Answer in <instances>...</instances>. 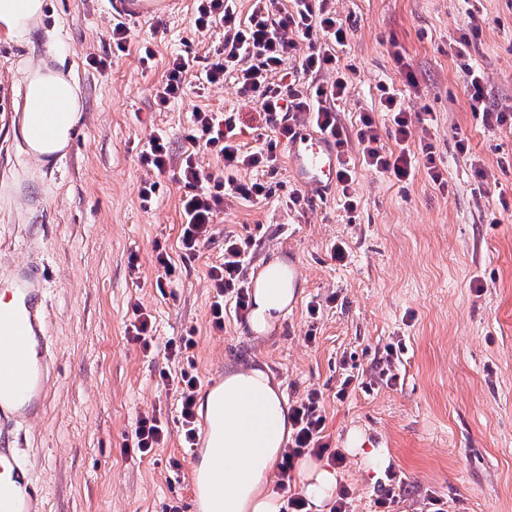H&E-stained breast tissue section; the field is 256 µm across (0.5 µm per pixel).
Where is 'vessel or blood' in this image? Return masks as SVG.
Instances as JSON below:
<instances>
[{
    "instance_id": "b4317fda",
    "label": "vessel or blood",
    "mask_w": 512,
    "mask_h": 512,
    "mask_svg": "<svg viewBox=\"0 0 512 512\" xmlns=\"http://www.w3.org/2000/svg\"><path fill=\"white\" fill-rule=\"evenodd\" d=\"M176 0H112L113 15L142 20L165 14ZM289 165L295 182L312 192H322L336 183V147L309 121L295 127L288 143ZM9 289L16 298L10 307H0V512H34L32 492H21L28 477L25 461L6 444L9 429L33 419L47 397L48 358L32 361L31 347L47 351L45 336L46 278L34 263L15 265Z\"/></svg>"
}]
</instances>
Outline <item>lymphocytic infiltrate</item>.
<instances>
[{
  "label": "lymphocytic infiltrate",
  "mask_w": 512,
  "mask_h": 512,
  "mask_svg": "<svg viewBox=\"0 0 512 512\" xmlns=\"http://www.w3.org/2000/svg\"><path fill=\"white\" fill-rule=\"evenodd\" d=\"M193 25L200 32L216 27L224 30V48L205 67L204 83L214 85L233 80L241 97L260 103L275 140L261 149H244L238 141L236 113L200 108L191 114L181 160H174L165 135L157 134L150 139L140 155L141 164L157 176L176 170L177 181L183 188L180 201L184 222L178 238L183 257H195L201 246L211 240L214 225L224 211L225 198L254 202L274 196L271 183L260 179L259 174L276 167L277 144L293 137L292 120L298 112L309 114L313 124L336 141L337 182L346 213H356L360 206L349 155L353 142L359 147L363 165L370 171L407 184L422 169L438 188L447 187L434 144L422 141L416 149H409L411 114L393 85L382 84L378 90L379 103L390 116L395 148L381 144L375 113H361L355 132H348L342 125L336 106L345 95L353 69L341 64L330 47L345 45L351 28L338 17L335 0H253L244 16L238 12L235 0H194ZM302 41L307 44L303 54L298 51ZM294 59L303 74L330 72L333 80L313 85L296 79L281 83L280 75L286 74ZM189 69L188 57L179 55L168 61L154 94L157 110H165L171 101L185 95ZM202 152L216 157L217 168L199 164L197 157ZM242 169L255 171V178L238 179L236 173ZM252 246L251 238L225 237L222 262L208 269L213 290L209 324L214 330L224 328L225 302H233L241 312L248 307L243 268ZM160 377L177 398L183 445L192 447L201 381L185 370L176 376L164 371ZM288 420L291 433L278 464V489L287 491L299 461L305 457L324 458L337 467L345 464V454L325 439L326 416L320 390H309L304 399L289 406ZM167 436L168 425L161 414L144 412L136 419L126 449L145 457L161 447Z\"/></svg>",
  "instance_id": "lymphocytic-infiltrate-1"
}]
</instances>
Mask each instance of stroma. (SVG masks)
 Masks as SVG:
<instances>
[{
  "instance_id": "35a3bbf8",
  "label": "stroma",
  "mask_w": 512,
  "mask_h": 512,
  "mask_svg": "<svg viewBox=\"0 0 512 512\" xmlns=\"http://www.w3.org/2000/svg\"><path fill=\"white\" fill-rule=\"evenodd\" d=\"M193 0L159 19L129 26L125 52L112 44L110 0H46L28 32L0 27V280L19 262L47 273L50 390L43 411L9 443L27 461L38 487L37 512H189L191 451L184 448L177 402L161 371L189 368L201 381L232 369L261 368L280 382L287 404L309 389L325 399V433L345 448L352 431L381 449L400 471L391 512H422L437 492L450 512H512V126L484 124L472 112L462 63L485 77L492 108L512 113V0H336L352 34L336 51L355 73L340 118L355 126L379 110L377 86L401 90L413 112L411 144L431 140L443 161L447 189L426 174L400 185L356 165L361 199L349 219L338 191L313 197L309 208L285 201L296 184L287 163L268 179L269 200L224 202V215L196 257L181 258L182 191L173 173L159 176L150 203L138 185L149 173L139 157L164 132L180 152L195 108L237 112L241 144L271 137L259 106L237 96L232 82L189 84L181 99L157 110L154 89L173 56L204 68L224 44L222 29L198 32ZM482 32L466 59L450 45L467 33L470 14ZM151 42L156 58L140 61ZM402 55L416 77L407 85L395 63ZM50 64L78 87L76 135L59 164L35 162L22 143L26 79ZM469 144L459 152L458 139ZM228 234L252 237L245 276L268 262L297 264L295 304L266 336L227 310L212 330L207 271L224 257ZM178 260V280L156 288L154 243ZM343 245L347 258L332 257ZM137 270H130V256ZM321 305L317 320L307 306ZM154 322L156 348L128 342L133 305ZM314 340H307L308 328ZM194 331L189 365L166 359L167 340ZM402 342L396 385L376 364ZM366 383L336 398L343 360ZM161 409L169 434L144 458L123 454L140 413ZM338 484L352 492V512H376L384 468L348 456Z\"/></svg>"
}]
</instances>
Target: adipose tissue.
<instances>
[{
    "label": "adipose tissue",
    "mask_w": 512,
    "mask_h": 512,
    "mask_svg": "<svg viewBox=\"0 0 512 512\" xmlns=\"http://www.w3.org/2000/svg\"><path fill=\"white\" fill-rule=\"evenodd\" d=\"M25 111L50 112L55 119L53 141L40 140L32 129L24 137L37 154L52 156L70 143L81 110L77 88L70 78L50 67L34 71L27 85ZM264 277L274 287L256 289L250 330L268 334L288 310L296 295L288 286V265L275 261L265 267ZM224 404V418L216 432L210 433L197 466L203 491V512H281L284 501L274 488L273 470L288 442V409L280 384L262 369L231 370L224 382L205 399L206 411L216 402ZM224 459V481H209L214 455ZM298 484L315 508H322L336 495V472L308 460L297 470Z\"/></svg>",
    "instance_id": "adipose-tissue-1"
}]
</instances>
